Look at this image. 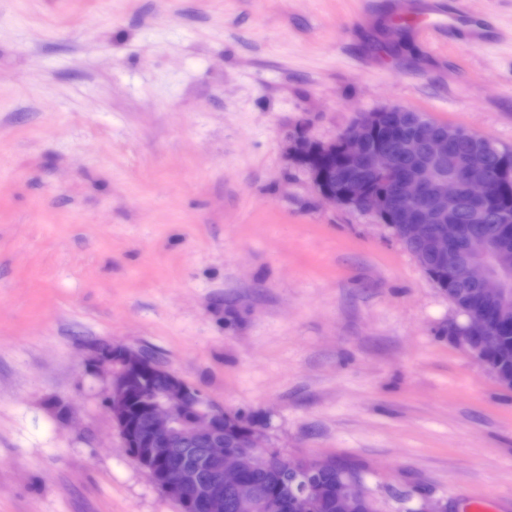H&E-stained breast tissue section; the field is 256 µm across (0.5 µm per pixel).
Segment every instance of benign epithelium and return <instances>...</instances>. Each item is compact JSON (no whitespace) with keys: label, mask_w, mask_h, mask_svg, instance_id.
Here are the masks:
<instances>
[{"label":"benign epithelium","mask_w":512,"mask_h":512,"mask_svg":"<svg viewBox=\"0 0 512 512\" xmlns=\"http://www.w3.org/2000/svg\"><path fill=\"white\" fill-rule=\"evenodd\" d=\"M401 105L390 104L370 112L361 113L343 135L322 142L313 137L310 126L287 131L283 142L285 164L301 166L302 147L309 144L323 155H336V150L346 153L356 164L354 171L340 179V185L329 183L326 173L314 164L304 166L317 194L332 205L363 209L365 198L371 193L367 175L373 174L395 181L403 202L401 217L394 224H386L393 238L418 240L421 252L458 270L463 279L474 285L473 298L485 300L495 306L505 317L512 316V278L495 274L485 266L484 260L491 252L490 242L481 236L468 240L462 256L448 253V242L456 237L453 224H443L434 233H424L423 224L434 219L435 213L448 208L459 191V181L448 174L447 167L459 165L448 151V136L440 134L423 146L414 140L406 144L410 153L422 151L428 160L413 171L400 173L398 159L378 143V139L392 133L391 128L378 125L382 112H402ZM465 182L470 195L483 198L491 188V179L479 165H471L465 172ZM431 196L434 209L420 210L421 201ZM489 322L482 316L470 314L464 326H451L448 339L485 365L489 364L490 341L487 335ZM111 350L104 353L100 343L89 347L87 367L92 372L104 371L109 380L102 394L105 409L112 417L121 446L130 449V437L126 416V401L132 387V378L144 373L151 380L150 390V437L144 444L142 468L150 481L170 497L181 499L186 505L201 506L205 512H219L224 503V489L231 490L241 502L253 499L250 485L243 477L242 465L247 448L260 461L267 459L270 445L262 430L252 427L240 440L239 448L224 447V420L233 419L236 412L224 408L202 390L188 384L176 372L161 362L149 360L141 349L131 348L121 342L110 343ZM206 442L200 462L191 464L177 448L187 440ZM214 466V477L208 484L201 481V467ZM323 459L288 458L283 466L288 474L302 477V481L290 488V501L302 503L317 494L315 474L325 468ZM337 497L342 502L364 501L378 508L375 495L364 487L363 481L351 480L340 484Z\"/></svg>","instance_id":"1"}]
</instances>
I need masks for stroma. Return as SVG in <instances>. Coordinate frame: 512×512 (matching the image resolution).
Masks as SVG:
<instances>
[{"mask_svg": "<svg viewBox=\"0 0 512 512\" xmlns=\"http://www.w3.org/2000/svg\"><path fill=\"white\" fill-rule=\"evenodd\" d=\"M0 0V512H178L120 446L87 344L153 352L381 512H512V390L372 215L285 167L400 104L512 149V0ZM398 7L416 21L422 22L428 33L448 26V32L457 30L455 20L441 11L433 0H396ZM427 19V22L424 20Z\"/></svg>", "mask_w": 512, "mask_h": 512, "instance_id": "stroma-1", "label": "stroma"}]
</instances>
